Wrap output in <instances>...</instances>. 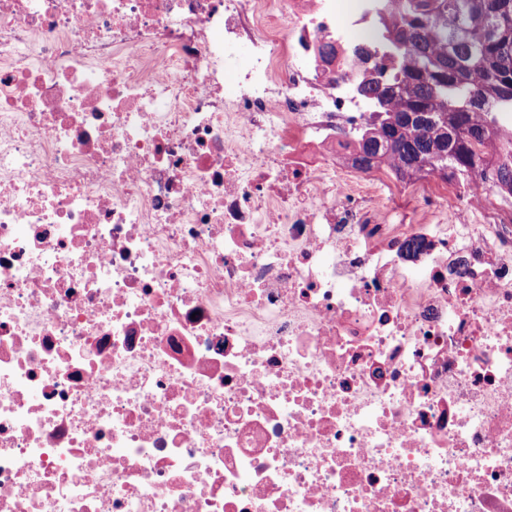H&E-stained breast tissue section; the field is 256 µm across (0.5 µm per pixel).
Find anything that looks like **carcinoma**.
<instances>
[{"instance_id":"obj_1","label":"carcinoma","mask_w":512,"mask_h":512,"mask_svg":"<svg viewBox=\"0 0 512 512\" xmlns=\"http://www.w3.org/2000/svg\"><path fill=\"white\" fill-rule=\"evenodd\" d=\"M377 37L395 57L359 91L371 98L350 156L362 171L384 169L405 184L437 174L447 183L484 177L512 196V10L500 0H398Z\"/></svg>"}]
</instances>
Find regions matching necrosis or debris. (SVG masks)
<instances>
[{
  "mask_svg": "<svg viewBox=\"0 0 512 512\" xmlns=\"http://www.w3.org/2000/svg\"><path fill=\"white\" fill-rule=\"evenodd\" d=\"M382 3L0 0V512H512V213L338 170ZM422 224H458L462 219L466 224H479L482 220L480 211L470 209L466 199H454L438 209L427 208L421 212Z\"/></svg>",
  "mask_w": 512,
  "mask_h": 512,
  "instance_id": "obj_1",
  "label": "necrosis or debris"
}]
</instances>
